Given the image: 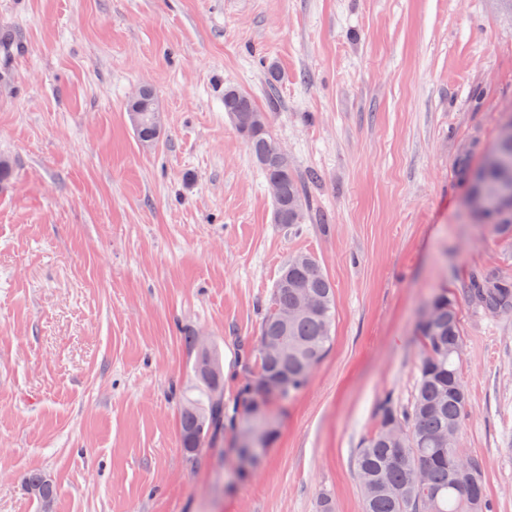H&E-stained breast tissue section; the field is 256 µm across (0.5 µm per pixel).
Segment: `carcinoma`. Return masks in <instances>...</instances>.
Listing matches in <instances>:
<instances>
[{
  "mask_svg": "<svg viewBox=\"0 0 512 512\" xmlns=\"http://www.w3.org/2000/svg\"><path fill=\"white\" fill-rule=\"evenodd\" d=\"M244 107L257 108L252 97L238 89L224 91V111ZM272 141L269 131L245 140L253 161L266 181L277 180L283 199L272 203L279 214L278 224H303L309 217L310 204L304 182L290 164L259 163ZM472 154L462 156L457 176L488 200L489 208L475 209V217L489 231L505 242L512 240V203H497L504 191L512 192V143L497 142L477 168L471 165ZM307 291L321 302L312 314L296 315L283 325L280 315L295 308L299 295ZM463 294L469 303L492 314L512 312V277L496 269L472 271L463 282ZM335 289L319 261L310 254L299 253L285 262L275 284L271 304L261 326L260 335L280 342L286 356L270 360L258 347H242L247 377L237 395L224 400V370L203 372L201 354L194 366L192 395L180 406V436L184 450L195 454L198 449L224 447V433L232 435V452L239 475L249 468L240 464L250 449L241 447L246 436L263 437L264 424L253 417L260 407L268 409L282 402L274 386L285 383L288 398L306 385L309 361L320 362L330 349L335 318ZM435 317L428 327H418L422 351L418 378L412 400L402 406L387 397L376 408L377 426L355 452L354 464L362 484L364 512H491L483 468L473 459L474 470L461 474L456 462L463 454L459 438L467 416L468 394L462 379L456 345L462 342L459 311L444 294L432 298ZM396 421L406 430L403 443L396 446L384 438L385 425ZM27 489L43 503L54 496L55 489L41 472L26 478Z\"/></svg>",
  "mask_w": 512,
  "mask_h": 512,
  "instance_id": "obj_1",
  "label": "carcinoma"
}]
</instances>
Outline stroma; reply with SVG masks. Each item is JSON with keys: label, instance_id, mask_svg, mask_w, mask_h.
Masks as SVG:
<instances>
[{"label": "stroma", "instance_id": "35a3bbf8", "mask_svg": "<svg viewBox=\"0 0 512 512\" xmlns=\"http://www.w3.org/2000/svg\"><path fill=\"white\" fill-rule=\"evenodd\" d=\"M0 512H363L353 465L386 394L407 404L423 308L459 309L468 418L495 512H512V314L461 287L512 276V245L469 213L463 145L490 150L512 109L507 0H0ZM277 79H270V72ZM249 94L309 179L312 216L275 223L224 112ZM152 90L161 133L128 119ZM335 285L334 340L278 406L259 466L186 454V334L245 376L283 263ZM45 473L50 507L27 493ZM469 303L492 315L512 312V277L496 269L472 271L463 282Z\"/></svg>", "mask_w": 512, "mask_h": 512}]
</instances>
